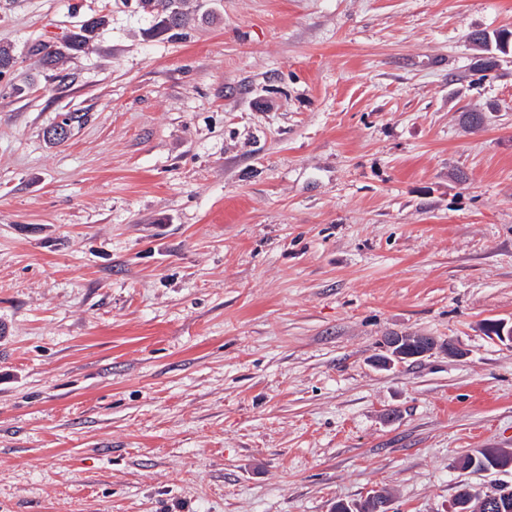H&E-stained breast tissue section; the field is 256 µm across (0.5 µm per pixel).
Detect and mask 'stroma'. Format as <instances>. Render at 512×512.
Listing matches in <instances>:
<instances>
[{
	"instance_id": "obj_1",
	"label": "stroma",
	"mask_w": 512,
	"mask_h": 512,
	"mask_svg": "<svg viewBox=\"0 0 512 512\" xmlns=\"http://www.w3.org/2000/svg\"><path fill=\"white\" fill-rule=\"evenodd\" d=\"M182 9L0 0V512H448L512 450V0ZM141 7L144 11L149 14H153L157 17H160L161 20L158 22L160 24L161 32L169 31L174 28L184 27L186 23H188V17L183 12L179 11L181 4L180 0H140ZM179 8V9H178ZM172 13L180 14L181 18L178 22H169L168 17ZM105 23V15L91 17L80 25L78 31H74L68 36L62 48L39 44L33 47L32 52L41 55V64L44 69L54 71L63 57L85 53L96 31ZM387 342L383 343L385 367H391L394 365V361L402 362L401 359H411L416 357H422L430 353L436 348V344L432 346L430 340H427L426 336H389L386 339ZM406 343V347L400 346L402 343ZM397 348V349H396ZM410 351L409 355L402 354V351ZM431 349V350H430ZM501 456L503 458V455ZM501 456L490 450L480 451L477 455L464 457L461 461V467L463 469L472 467L471 469L475 472H483L486 470L495 472L494 468L499 463L503 462Z\"/></svg>"
}]
</instances>
